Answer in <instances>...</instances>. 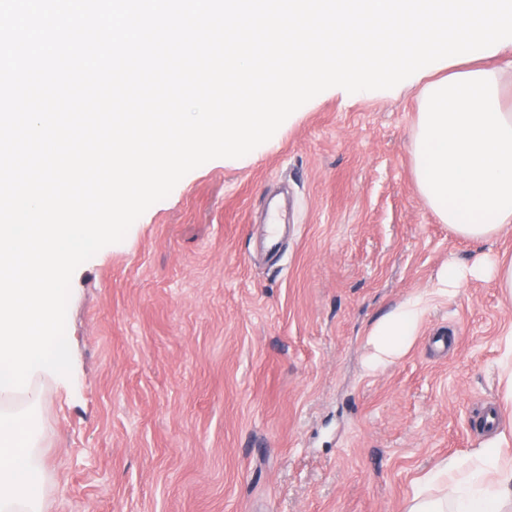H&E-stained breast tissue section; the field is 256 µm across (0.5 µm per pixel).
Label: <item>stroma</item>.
I'll return each mask as SVG.
<instances>
[{"label": "stroma", "mask_w": 512, "mask_h": 512, "mask_svg": "<svg viewBox=\"0 0 512 512\" xmlns=\"http://www.w3.org/2000/svg\"><path fill=\"white\" fill-rule=\"evenodd\" d=\"M418 92H323L253 158L211 160L80 265L70 388L39 409L46 512H403L443 459L492 448L512 420L495 280L441 289L449 262L512 258L421 198ZM287 189L280 256L263 198ZM423 297L410 350L367 367L371 326ZM448 337L445 355L432 342Z\"/></svg>", "instance_id": "1"}]
</instances>
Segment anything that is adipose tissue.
Segmentation results:
<instances>
[{"label":"adipose tissue","mask_w":512,"mask_h":512,"mask_svg":"<svg viewBox=\"0 0 512 512\" xmlns=\"http://www.w3.org/2000/svg\"><path fill=\"white\" fill-rule=\"evenodd\" d=\"M496 279L512 297V263L483 255L469 264L449 263L440 281L448 290L463 282ZM424 312L421 299L408 300L379 320L368 333L371 366L386 364L411 347L415 329ZM474 464L462 467L456 459L442 461L416 488L404 512H512V456L503 448H477ZM440 494H433V487Z\"/></svg>","instance_id":"obj_1"}]
</instances>
